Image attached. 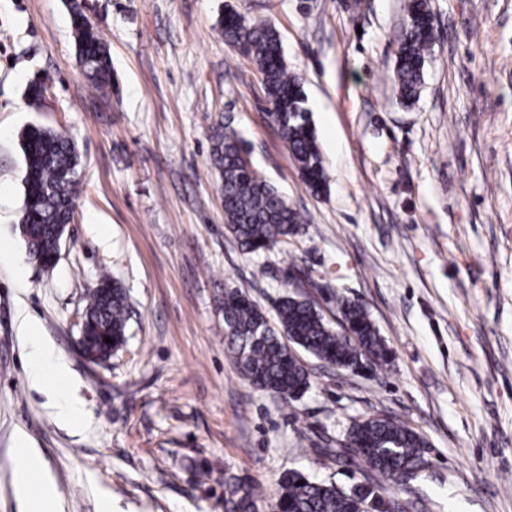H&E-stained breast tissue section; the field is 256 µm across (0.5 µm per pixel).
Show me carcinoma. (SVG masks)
I'll return each instance as SVG.
<instances>
[{"label":"carcinoma","instance_id":"carcinoma-1","mask_svg":"<svg viewBox=\"0 0 512 512\" xmlns=\"http://www.w3.org/2000/svg\"><path fill=\"white\" fill-rule=\"evenodd\" d=\"M71 22L79 65L96 88L112 85L109 52L81 5L70 0ZM432 18L429 0H408L397 50L394 79L399 99L409 106L419 97L423 69L434 43L426 22ZM224 41L248 56L262 76L268 122L294 162L300 178L315 195L328 177L313 123L305 108L302 80L288 73L281 38L269 19H249L230 9L220 19ZM25 161L24 201L19 228L28 256L51 269L59 249L58 233L68 227L81 183L80 154L65 134L31 125L22 131ZM247 142L236 129L218 124L211 133L210 160L224 194V227L245 254L273 250L309 232L300 211L252 163ZM339 328L326 320L309 296L287 292L268 317L257 301L240 288L224 289V350L240 374L253 386L284 400L310 387L308 371L293 350L300 348L317 360L351 374L375 373L390 364V351L361 302L341 292L335 295ZM85 332L91 350L121 348L126 343L131 310L125 288L100 276L88 291ZM111 342H105V338ZM344 446L363 465L364 482L345 491L310 480L300 472L285 474L274 501L277 512H379L389 506L372 480L378 474L395 483L414 481L423 470L425 438L391 416H364L350 426ZM259 491L253 484L230 477L225 482L224 512H257Z\"/></svg>","mask_w":512,"mask_h":512}]
</instances>
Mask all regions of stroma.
<instances>
[{"label": "stroma", "instance_id": "obj_1", "mask_svg": "<svg viewBox=\"0 0 512 512\" xmlns=\"http://www.w3.org/2000/svg\"><path fill=\"white\" fill-rule=\"evenodd\" d=\"M69 0H0V512H19L20 443L38 449L62 512H224V476L263 490L298 471L347 490L364 479L343 448L380 413L428 442L427 468L379 494L408 512H512V0H430L437 39L419 100L393 72L405 0H80L117 84L92 88ZM277 25L302 78L328 175L313 195L269 124L262 78L229 47L227 7ZM46 82L30 105L31 82ZM224 122L254 165L316 227L286 250L245 254L224 231L210 131ZM73 139L74 219L51 270L18 229L22 131ZM263 278H253L258 267ZM127 288V342L107 362L76 348L100 274ZM329 321L335 292L362 302L392 352L374 376L301 354L311 379L284 401L224 351V288L272 309L288 285ZM71 376L83 420H57L30 378L22 319Z\"/></svg>", "mask_w": 512, "mask_h": 512}]
</instances>
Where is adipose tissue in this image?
Instances as JSON below:
<instances>
[{
  "label": "adipose tissue",
  "instance_id": "obj_1",
  "mask_svg": "<svg viewBox=\"0 0 512 512\" xmlns=\"http://www.w3.org/2000/svg\"><path fill=\"white\" fill-rule=\"evenodd\" d=\"M23 337L30 348V375L35 382L47 380L63 382L68 367L55 348L44 341L34 322L21 324ZM20 464L14 477V494L22 503L24 512H60L57 491L48 479L42 461L31 448L20 447Z\"/></svg>",
  "mask_w": 512,
  "mask_h": 512
}]
</instances>
